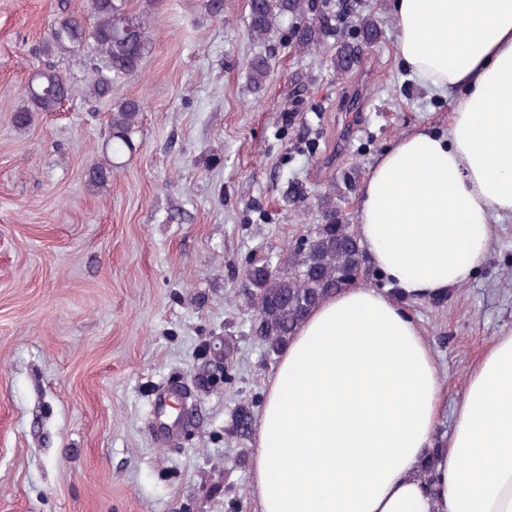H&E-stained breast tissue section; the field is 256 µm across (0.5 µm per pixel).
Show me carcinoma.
Instances as JSON below:
<instances>
[{
  "label": "carcinoma",
  "instance_id": "carcinoma-1",
  "mask_svg": "<svg viewBox=\"0 0 512 512\" xmlns=\"http://www.w3.org/2000/svg\"><path fill=\"white\" fill-rule=\"evenodd\" d=\"M248 33L263 41L277 27L288 22L301 48L317 47L332 39L336 41V68L350 69L359 47L346 41L343 22L330 7L309 16L305 0H248ZM92 27L83 19L64 16L54 21L51 53L87 52L95 57V79L78 91L59 71L46 68L34 72L24 90L26 105L12 115L15 127H28L36 112H52L64 100L77 94L105 98L112 95L118 82L137 71L149 49L148 21L130 13L127 0H90ZM354 26L363 33V41L377 39L374 20L369 16L355 18ZM252 79L261 85L270 74L267 59L255 56L249 63ZM142 104L123 99L113 109L110 119L111 154L93 165L89 173L91 186L103 185L112 176V157L132 148L131 135L138 123ZM323 222L310 229L312 245L305 251L287 249L284 269L272 271L256 266L250 271L252 298L261 309L263 335L268 353L275 355L288 343L309 311L328 295L348 284L358 269L360 244L351 225L335 218L337 210L331 199L324 201ZM254 426L249 405L238 404L232 420V431L248 436Z\"/></svg>",
  "mask_w": 512,
  "mask_h": 512
}]
</instances>
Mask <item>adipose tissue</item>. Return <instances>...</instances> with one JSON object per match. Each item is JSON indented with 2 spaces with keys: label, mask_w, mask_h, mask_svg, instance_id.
<instances>
[{
  "label": "adipose tissue",
  "mask_w": 512,
  "mask_h": 512,
  "mask_svg": "<svg viewBox=\"0 0 512 512\" xmlns=\"http://www.w3.org/2000/svg\"><path fill=\"white\" fill-rule=\"evenodd\" d=\"M395 57L449 103L361 188L357 235L406 297L444 294L512 215V0H391ZM433 350L386 292L352 285L314 308L280 354L260 415L258 512H512V335L473 367L444 444ZM435 478L424 482L421 473Z\"/></svg>",
  "instance_id": "adipose-tissue-1"
}]
</instances>
